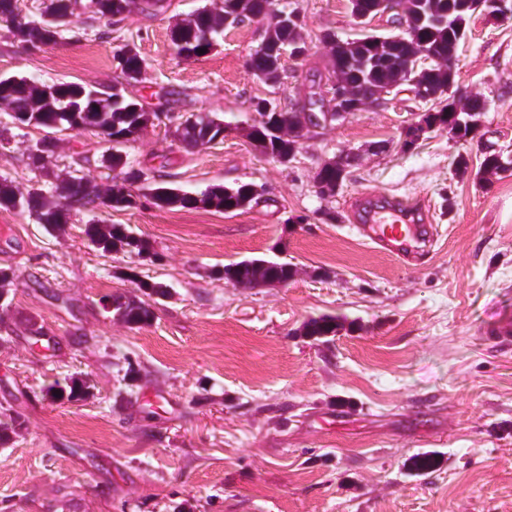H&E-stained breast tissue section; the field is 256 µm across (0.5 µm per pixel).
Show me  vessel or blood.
Segmentation results:
<instances>
[{
  "mask_svg": "<svg viewBox=\"0 0 512 512\" xmlns=\"http://www.w3.org/2000/svg\"><path fill=\"white\" fill-rule=\"evenodd\" d=\"M352 211L361 236L405 264H415L426 243L433 240L424 206L399 196H362L355 200Z\"/></svg>",
  "mask_w": 512,
  "mask_h": 512,
  "instance_id": "vessel-or-blood-1",
  "label": "vessel or blood"
}]
</instances>
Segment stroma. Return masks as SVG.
I'll return each mask as SVG.
<instances>
[{"instance_id":"obj_1","label":"stroma","mask_w":512,"mask_h":512,"mask_svg":"<svg viewBox=\"0 0 512 512\" xmlns=\"http://www.w3.org/2000/svg\"><path fill=\"white\" fill-rule=\"evenodd\" d=\"M210 0H166L155 14L79 19L57 43L30 50L0 28V74L98 89L117 78L118 50L136 45L146 80L127 96L166 111L180 91L188 112L224 121L223 141L188 148L169 125L123 148L149 180L198 194L215 184L266 189L246 210L160 209L72 213L47 232L0 209V267L15 272L0 310V412L18 414L0 445V512H512V345L486 328L512 324V170L479 176L487 149L512 158V19L476 10L457 50L455 91L479 93L477 135L432 130L411 149L402 132L423 103H385L306 134L291 164L258 154L248 132L253 100L285 106L330 68L323 34L359 27L349 0H283L303 20L305 53L285 60L272 86L247 61L265 22L226 29L208 54L175 55L173 25ZM0 145V175L20 190L44 184L17 149ZM382 151H375V144ZM112 148L91 131L67 133L57 167L86 156L82 173L105 183ZM361 155L331 198L312 176L325 160ZM466 159L467 170L457 162ZM363 193L424 203L434 242L411 267L356 232ZM123 224L150 242L154 261L102 254L89 224ZM288 262L284 285L225 282L230 262ZM135 270L167 294L137 327L104 311L106 296H137ZM336 335H305L322 315ZM89 384L80 399L45 390ZM422 452L440 457L410 475Z\"/></svg>"}]
</instances>
